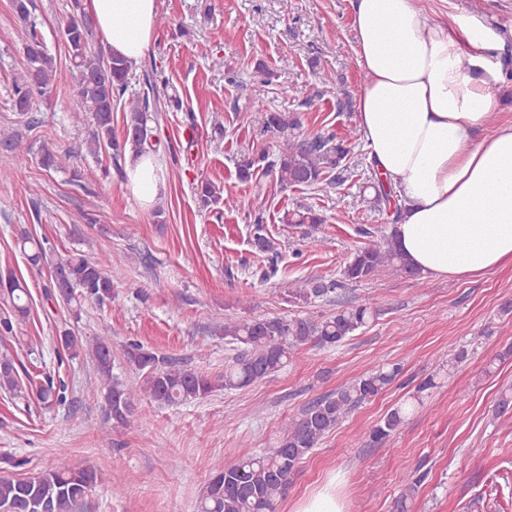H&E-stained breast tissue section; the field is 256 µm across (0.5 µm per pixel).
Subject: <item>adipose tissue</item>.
<instances>
[{"instance_id": "adipose-tissue-1", "label": "adipose tissue", "mask_w": 512, "mask_h": 512, "mask_svg": "<svg viewBox=\"0 0 512 512\" xmlns=\"http://www.w3.org/2000/svg\"><path fill=\"white\" fill-rule=\"evenodd\" d=\"M112 54L139 62L156 0H89ZM356 55L366 80L358 125L377 176L402 210L396 243L424 276L466 279L512 262V122L489 126L498 74L488 52L502 34L473 16L446 25L420 0H352ZM133 194L155 201L152 155L128 168Z\"/></svg>"}]
</instances>
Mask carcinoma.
I'll use <instances>...</instances> for the list:
<instances>
[{
	"instance_id": "1",
	"label": "carcinoma",
	"mask_w": 512,
	"mask_h": 512,
	"mask_svg": "<svg viewBox=\"0 0 512 512\" xmlns=\"http://www.w3.org/2000/svg\"><path fill=\"white\" fill-rule=\"evenodd\" d=\"M80 16L71 17L63 27L62 38L68 57L76 72L75 83L69 94L68 110L78 121L85 112L93 114L96 123L87 151L96 155L105 151L115 159L135 160L154 151L149 122L150 100L147 96L125 99L127 77L131 65L122 57L104 55L90 46L91 20L80 0H74ZM17 17L26 25L24 57L25 76L12 88V107L20 115L28 114L32 100L51 90L54 80V60L47 53L43 36L33 14L34 0H13ZM124 112V132L116 137L112 129V113ZM298 122L287 121L279 113L267 115L266 130L278 135L279 144L274 159L269 153L247 157L238 163L237 176L242 182L251 180L259 167L274 174L283 188L312 187L330 178L333 170L341 167L349 148L331 131L312 137L296 133ZM0 149L7 152L16 166H22L33 153V146L24 143L20 135L0 127ZM38 164L46 171L68 172L71 181H80V174L71 167V155L44 150ZM224 190L213 182H203L197 194L205 201L217 202ZM289 224H320L322 218L311 207H303L286 217ZM16 246L33 267L46 265L50 269L51 288L46 290L48 301H60L75 317L87 301L99 305L112 302L114 288L107 268L112 266V254L89 259L81 253L53 258L45 242L23 232ZM388 270L416 276L395 243V234L385 232L383 243L374 240L356 251L347 261L343 280L310 278L288 284V296L306 304L330 302L337 289L348 281L354 284L371 280ZM0 295L9 303L10 312L0 316V340L14 336V323L27 318L32 296L23 275H10L0 283ZM378 309L366 305H344L336 301L331 314H309L304 318H279L244 321L224 320L219 329L224 337L243 344L246 349L224 367L222 383L207 375L176 366L166 367L164 361L138 343L129 344L124 352L126 361L141 374L140 381L127 382L113 374L112 345L95 339L88 341L65 329L58 336V358L75 359L87 355L95 363L105 400L113 421L128 427L133 424L134 402L146 396L158 405L173 406L203 399L224 387L238 390L273 377L284 370L293 350L312 345L321 348L339 346L357 330L372 322ZM467 351L453 358L436 361V370L421 381L413 400L421 402L423 394L436 387L435 379L442 371H449L453 363L463 361ZM399 367L380 365L336 389L317 398L292 418L281 435L260 451L244 452L232 461H218L202 485L198 512H275L277 499L288 487L299 464L351 412L365 401L377 396L390 385ZM0 389L13 394L24 393L50 408L66 402L65 387L50 377L35 380L20 376L13 358L0 353ZM411 404L391 409L370 432L372 445L386 443L391 434L405 421ZM99 480L91 466L76 467L69 463L65 450L53 464L36 474L23 477L0 478V512H78L89 491ZM421 478L412 479L395 501L396 512H408V500Z\"/></svg>"
}]
</instances>
